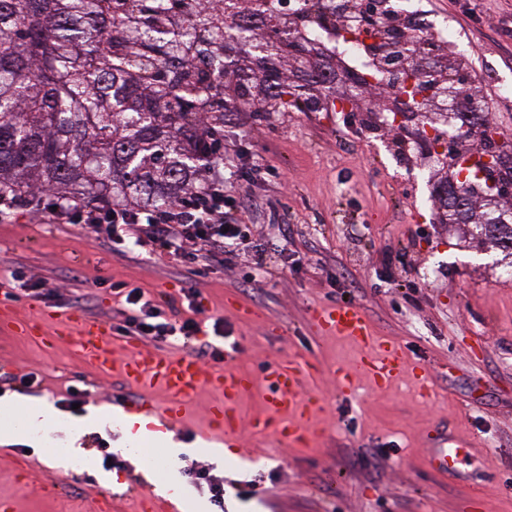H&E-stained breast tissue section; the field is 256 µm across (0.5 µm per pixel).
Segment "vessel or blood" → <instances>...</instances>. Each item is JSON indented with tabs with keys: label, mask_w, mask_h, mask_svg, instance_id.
<instances>
[{
	"label": "vessel or blood",
	"mask_w": 512,
	"mask_h": 512,
	"mask_svg": "<svg viewBox=\"0 0 512 512\" xmlns=\"http://www.w3.org/2000/svg\"><path fill=\"white\" fill-rule=\"evenodd\" d=\"M313 322L320 333L339 335L356 343L372 347L373 352L358 362L338 367L336 387L346 392L353 390L358 376H365L374 386L383 388L397 380L404 372H411L414 379L426 382L428 370L422 364L408 365L402 347L393 341L375 338L362 311L351 303H338L314 310ZM76 322L79 331L72 338L75 354L97 369L107 372L112 367V336L102 321L80 315ZM309 370L304 362L292 359L279 363L267 372L271 394L267 406L270 416L253 420L254 434L267 437L274 435L286 440L303 438L304 423L293 424L290 413L308 411L315 405L314 397L304 394L303 385ZM124 380L140 389L161 386L168 395L165 405L152 403L143 398L140 408L161 419H175L182 408L201 391L210 390L220 394L221 400L212 406L210 417L213 428L202 431L201 439L209 443L236 447L239 426L235 415L238 397L250 390L252 378L249 374L224 368L216 370L202 365L192 353L162 355L148 349L132 347L122 367ZM470 443H455L449 447L433 449L428 463L437 473L459 479L463 473L458 464L470 455Z\"/></svg>",
	"instance_id": "vessel-or-blood-1"
}]
</instances>
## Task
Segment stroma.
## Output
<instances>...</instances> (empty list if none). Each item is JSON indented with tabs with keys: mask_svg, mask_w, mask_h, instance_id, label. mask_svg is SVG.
I'll list each match as a JSON object with an SVG mask.
<instances>
[{
	"mask_svg": "<svg viewBox=\"0 0 512 512\" xmlns=\"http://www.w3.org/2000/svg\"><path fill=\"white\" fill-rule=\"evenodd\" d=\"M419 2L451 30L493 107L498 144H512V0ZM438 151L428 157L416 122L393 129L368 112L225 116L227 168L252 201L246 222L264 245L261 265L228 266L219 255L199 266L121 246L101 228L39 223L26 204L0 223V307L49 334L93 309L111 326L120 360L128 311L113 283L152 299L199 289L205 316L224 320L208 342L255 378L236 406L240 444L230 459L193 450L218 399L211 391L160 428L199 468L255 488L245 500L227 492L218 507L188 483L180 512L196 503L207 512H512V275L496 252L434 219L430 182L448 171L447 146ZM11 269L21 281L8 278ZM345 302L364 311L373 335L426 365L427 385L405 375L384 388L362 379L353 392L337 390L332 370L367 349L316 335L308 319L316 306ZM293 355L312 368L305 389L317 404L306 438L287 445L254 436L249 423L264 412L268 368ZM32 373L36 382L15 391V378ZM140 396L119 372L76 360L68 339L43 346L0 334V403L44 400L61 418L43 439L0 444V503L8 512H92L103 497L108 512H139L144 486L177 472V462L163 453L140 463L112 422H82ZM448 438L474 445L461 468L484 480L430 469L434 441ZM108 450L115 465L103 460Z\"/></svg>",
	"mask_w": 512,
	"mask_h": 512,
	"instance_id": "obj_1",
	"label": "stroma"
}]
</instances>
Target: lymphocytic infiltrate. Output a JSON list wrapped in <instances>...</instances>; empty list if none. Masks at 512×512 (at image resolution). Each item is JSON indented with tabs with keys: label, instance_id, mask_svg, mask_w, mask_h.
<instances>
[{
	"label": "lymphocytic infiltrate",
	"instance_id": "f902f5d3",
	"mask_svg": "<svg viewBox=\"0 0 512 512\" xmlns=\"http://www.w3.org/2000/svg\"><path fill=\"white\" fill-rule=\"evenodd\" d=\"M234 206V198L224 192V166L218 163L212 166L207 179L163 211L135 210L121 203H89L69 197L57 201L55 206L43 207L39 218L58 224H104L117 243L130 238L138 246L169 249L194 242L226 253L248 232L247 225L228 222L226 212ZM114 291L123 298L129 311L130 334L164 340L178 337L187 345L203 332L196 293L184 294L191 316L177 321L169 319L158 304L147 299L140 287L122 283L115 285Z\"/></svg>",
	"mask_w": 512,
	"mask_h": 512
}]
</instances>
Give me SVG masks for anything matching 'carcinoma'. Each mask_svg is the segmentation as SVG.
<instances>
[{"mask_svg": "<svg viewBox=\"0 0 512 512\" xmlns=\"http://www.w3.org/2000/svg\"><path fill=\"white\" fill-rule=\"evenodd\" d=\"M322 0H297L299 24L276 14L275 0H0V185L47 189L59 199L166 207L199 182L224 150V113L316 112L331 95L362 100L391 80L376 62L345 69L342 89L305 68L317 53L312 31L351 34L345 16L322 12ZM260 13L251 27H224V13ZM412 44L393 25L368 46L384 53L386 37ZM418 78L409 100L385 111L433 127L424 111L436 96L427 56L413 52ZM486 105L475 90L460 97L456 118L473 147L449 153L453 179L436 196L443 224H461L459 199L481 205L489 223L470 227L509 257L512 268V165L496 151V128L470 119Z\"/></svg>", "mask_w": 512, "mask_h": 512, "instance_id": "cac0c4a2", "label": "carcinoma"}]
</instances>
